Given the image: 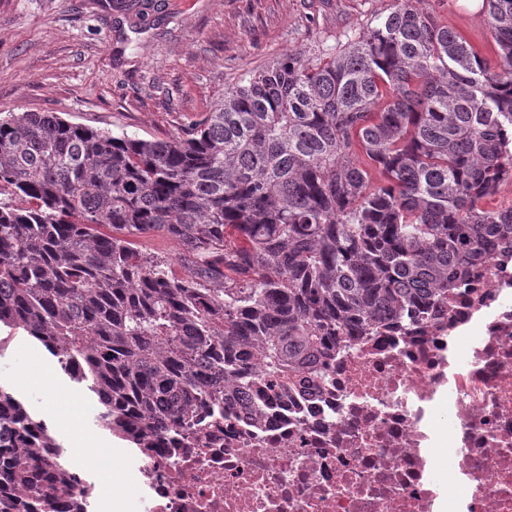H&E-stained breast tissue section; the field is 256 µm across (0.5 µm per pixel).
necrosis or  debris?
Wrapping results in <instances>:
<instances>
[{
	"instance_id": "1",
	"label": "necrosis or debris",
	"mask_w": 512,
	"mask_h": 512,
	"mask_svg": "<svg viewBox=\"0 0 512 512\" xmlns=\"http://www.w3.org/2000/svg\"><path fill=\"white\" fill-rule=\"evenodd\" d=\"M145 512H512V242L416 322L149 438ZM59 491L102 512L78 465Z\"/></svg>"
}]
</instances>
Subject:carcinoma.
I'll return each instance as SVG.
<instances>
[{
    "mask_svg": "<svg viewBox=\"0 0 512 512\" xmlns=\"http://www.w3.org/2000/svg\"><path fill=\"white\" fill-rule=\"evenodd\" d=\"M499 62L395 0L345 43L288 54L182 135L141 139L54 112L0 117V325L40 342L144 447L195 402L224 416L466 279L512 211V0H484ZM164 233L186 278L126 237ZM52 442L51 456L22 448ZM62 449L0 384V512H69ZM47 489L18 503L15 484Z\"/></svg>",
    "mask_w": 512,
    "mask_h": 512,
    "instance_id": "obj_1",
    "label": "carcinoma"
}]
</instances>
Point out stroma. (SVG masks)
Wrapping results in <instances>:
<instances>
[{"instance_id": "1", "label": "stroma", "mask_w": 512, "mask_h": 512, "mask_svg": "<svg viewBox=\"0 0 512 512\" xmlns=\"http://www.w3.org/2000/svg\"><path fill=\"white\" fill-rule=\"evenodd\" d=\"M393 0H0V113L53 112L62 119L143 139H167L201 120L224 95L288 52L314 61L346 36L376 25ZM441 20L481 56L497 46L482 11L465 0H431ZM134 248L166 259L176 276L190 269L182 244L162 234L137 237ZM0 383L36 418L45 419L65 459L109 474L126 494V512H143L132 469L115 466L131 453L98 415L96 396L73 382L57 360L20 330L0 329ZM32 385L19 387L23 377ZM57 410L45 416L49 395ZM83 442L74 445L73 434Z\"/></svg>"}]
</instances>
